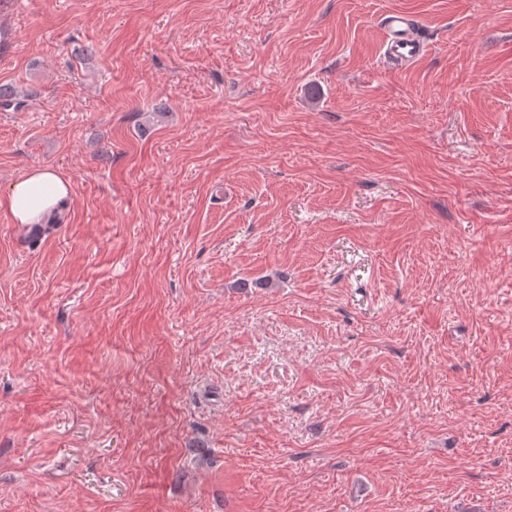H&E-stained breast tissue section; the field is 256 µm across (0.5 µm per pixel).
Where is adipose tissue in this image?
Wrapping results in <instances>:
<instances>
[{
    "label": "adipose tissue",
    "instance_id": "adipose-tissue-1",
    "mask_svg": "<svg viewBox=\"0 0 512 512\" xmlns=\"http://www.w3.org/2000/svg\"><path fill=\"white\" fill-rule=\"evenodd\" d=\"M71 186L54 170L35 166L28 169L0 196V208L5 209L13 223L26 226L42 223L45 215L62 205L69 197Z\"/></svg>",
    "mask_w": 512,
    "mask_h": 512
}]
</instances>
